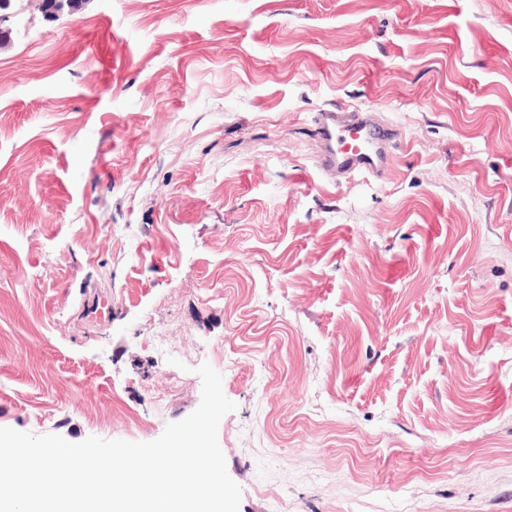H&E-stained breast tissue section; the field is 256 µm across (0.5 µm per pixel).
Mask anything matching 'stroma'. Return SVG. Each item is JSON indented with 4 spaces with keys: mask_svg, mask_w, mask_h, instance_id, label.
Here are the masks:
<instances>
[{
    "mask_svg": "<svg viewBox=\"0 0 512 512\" xmlns=\"http://www.w3.org/2000/svg\"><path fill=\"white\" fill-rule=\"evenodd\" d=\"M0 25V427L152 441L207 363L239 512H512V0ZM331 107L383 177L319 167ZM312 131L321 145L318 164L324 171L381 177L389 162L388 146L398 133L367 112L320 109Z\"/></svg>",
    "mask_w": 512,
    "mask_h": 512,
    "instance_id": "obj_1",
    "label": "stroma"
}]
</instances>
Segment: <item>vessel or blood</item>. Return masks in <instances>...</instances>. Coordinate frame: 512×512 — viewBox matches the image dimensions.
<instances>
[{"mask_svg": "<svg viewBox=\"0 0 512 512\" xmlns=\"http://www.w3.org/2000/svg\"><path fill=\"white\" fill-rule=\"evenodd\" d=\"M312 126L321 146L319 166L340 174L382 176L389 162L388 146L398 136L395 128L359 111L322 109L313 114Z\"/></svg>", "mask_w": 512, "mask_h": 512, "instance_id": "vessel-or-blood-1", "label": "vessel or blood"}]
</instances>
